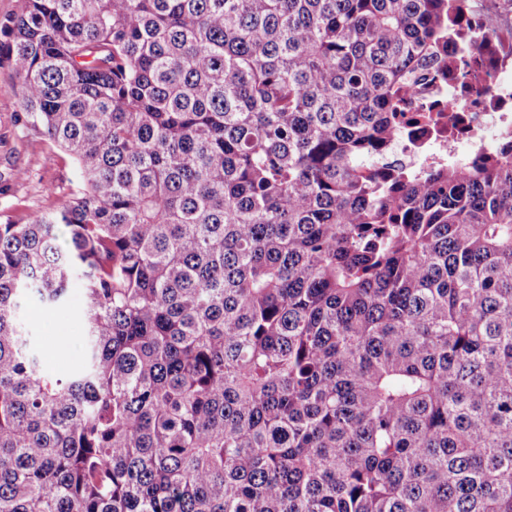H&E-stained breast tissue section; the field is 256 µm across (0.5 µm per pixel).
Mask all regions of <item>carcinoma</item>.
I'll return each instance as SVG.
<instances>
[{"instance_id": "cac0c4a2", "label": "carcinoma", "mask_w": 512, "mask_h": 512, "mask_svg": "<svg viewBox=\"0 0 512 512\" xmlns=\"http://www.w3.org/2000/svg\"><path fill=\"white\" fill-rule=\"evenodd\" d=\"M460 0H24L0 512H512V141L372 173ZM84 288L83 364L20 313ZM21 112V87L0 69L1 223L25 224L35 212L60 209L77 181L75 165L63 150L20 128Z\"/></svg>"}]
</instances>
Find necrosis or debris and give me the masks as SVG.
I'll return each mask as SVG.
<instances>
[{"mask_svg":"<svg viewBox=\"0 0 512 512\" xmlns=\"http://www.w3.org/2000/svg\"><path fill=\"white\" fill-rule=\"evenodd\" d=\"M461 102L459 111L447 101ZM401 132L388 144L405 170L419 173L451 159L489 152L512 137V15L471 0L447 50L421 71L403 97Z\"/></svg>","mask_w":512,"mask_h":512,"instance_id":"1","label":"necrosis or debris"}]
</instances>
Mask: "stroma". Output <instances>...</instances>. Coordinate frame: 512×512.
I'll return each instance as SVG.
<instances>
[{
  "mask_svg": "<svg viewBox=\"0 0 512 512\" xmlns=\"http://www.w3.org/2000/svg\"><path fill=\"white\" fill-rule=\"evenodd\" d=\"M22 90L0 74V222L23 224L35 212H51L69 199L77 181L71 158L39 133L21 129ZM81 289L69 291L65 305L33 314L32 340L50 373L64 375L81 360Z\"/></svg>",
  "mask_w": 512,
  "mask_h": 512,
  "instance_id": "obj_1",
  "label": "stroma"
}]
</instances>
